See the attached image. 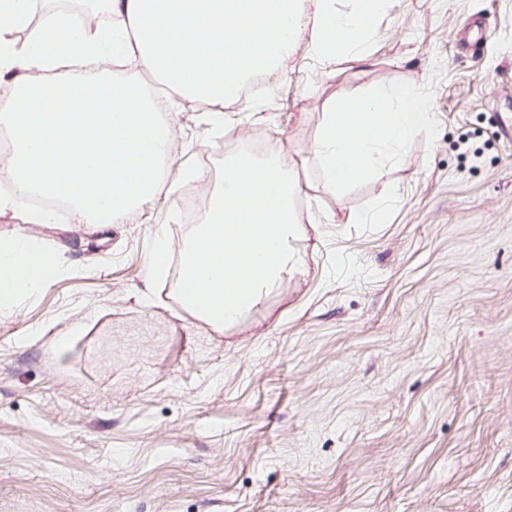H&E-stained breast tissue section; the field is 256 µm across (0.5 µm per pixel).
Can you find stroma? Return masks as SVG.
Returning a JSON list of instances; mask_svg holds the SVG:
<instances>
[{
    "label": "stroma",
    "mask_w": 512,
    "mask_h": 512,
    "mask_svg": "<svg viewBox=\"0 0 512 512\" xmlns=\"http://www.w3.org/2000/svg\"><path fill=\"white\" fill-rule=\"evenodd\" d=\"M309 42L258 109L166 93L183 171L134 219L0 210V239L63 267L0 312V512H512V0H387L355 50ZM390 83L430 125L329 190L327 112ZM253 132L294 170L307 273L219 334L178 303L174 250L139 303L154 228L188 233L187 177L217 185L204 157Z\"/></svg>",
    "instance_id": "stroma-1"
}]
</instances>
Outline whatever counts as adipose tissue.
I'll return each instance as SVG.
<instances>
[{
	"mask_svg": "<svg viewBox=\"0 0 512 512\" xmlns=\"http://www.w3.org/2000/svg\"><path fill=\"white\" fill-rule=\"evenodd\" d=\"M354 2V10L340 12L334 0H313L309 47L324 60L358 46L363 40L365 20L385 5V0ZM430 121L426 98L399 85L387 86L346 109L327 113L325 131L314 145L325 184L338 191L354 179L377 177ZM58 272L56 259L24 237L1 240L0 310L11 309L34 296Z\"/></svg>",
	"mask_w": 512,
	"mask_h": 512,
	"instance_id": "obj_1",
	"label": "adipose tissue"
}]
</instances>
